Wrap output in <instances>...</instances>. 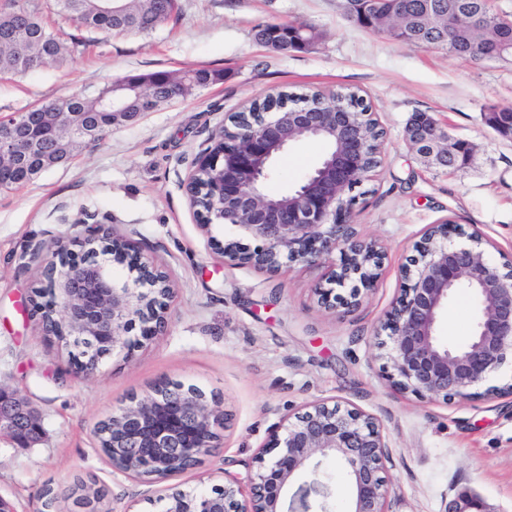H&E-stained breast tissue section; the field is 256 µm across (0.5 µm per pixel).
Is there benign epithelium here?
<instances>
[{"instance_id":"obj_1","label":"benign epithelium","mask_w":512,"mask_h":512,"mask_svg":"<svg viewBox=\"0 0 512 512\" xmlns=\"http://www.w3.org/2000/svg\"><path fill=\"white\" fill-rule=\"evenodd\" d=\"M362 15L376 31L411 43L416 37L412 15L428 20L427 28L447 25L468 36L464 48L512 30V18L490 10L492 0L458 5L446 14L432 0H422L415 12L404 0H363ZM304 31L300 24L271 23L268 47L281 48L285 38ZM496 132L512 139V105L507 112H486ZM40 125L66 126L68 134H54L45 160L68 158L64 141L93 139L100 128L82 112H70L65 124L54 112L25 117ZM413 149L432 167L456 169L459 153L473 154L475 146L452 139L426 112L413 115L407 127ZM311 138L326 146L319 163L293 191L270 195L263 185L272 163L288 146ZM369 135L358 113L343 103L327 110L307 108L258 112L232 130H225L224 158L205 155L197 167H214L213 192L222 203L213 224H227L255 242L249 248L236 240L216 242L224 260L251 264L270 272L287 262L316 263L339 254L328 275L330 287L315 289L325 309L359 305L363 293L379 278L384 254L375 241L359 238L349 216L355 201L351 192L375 172L364 164ZM40 148L17 122L0 120V175L24 163ZM460 231L452 224H433L414 245L403 270L401 292L376 333L386 350V374L401 393L421 399H473L481 395L512 396V387L475 391L512 356V266L494 261L483 239L475 236L463 246L454 244ZM86 255L69 246L59 261L49 252L43 269L51 270L49 286L60 322L71 346L89 345L93 351L74 361L75 372L89 374L111 354L131 350L141 340L164 332L169 321L168 298L158 296V268L143 260L133 246L108 237L97 225L82 243ZM137 272L136 286L118 284L112 264ZM459 288L470 292L479 314L466 341L451 347L443 343L438 325L448 298ZM139 330L140 338L129 333ZM225 414L209 405L204 392L190 385L166 383L131 398L112 413V469L129 477L161 481L195 467L217 447ZM44 433L30 402L0 383V436L23 447ZM388 442L374 417L357 408L316 401L294 418H285L279 432L256 457L257 470L248 489L230 478L210 492L172 488L163 496L164 512H334L336 487L315 477L326 459L345 465L348 489L346 512H389V487L382 476ZM309 470L314 478L295 484ZM448 512H489L479 495L463 492Z\"/></svg>"}]
</instances>
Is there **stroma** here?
<instances>
[{
  "label": "stroma",
  "instance_id": "1",
  "mask_svg": "<svg viewBox=\"0 0 512 512\" xmlns=\"http://www.w3.org/2000/svg\"><path fill=\"white\" fill-rule=\"evenodd\" d=\"M274 21L315 26L321 37L306 51H272L255 40L254 27ZM85 37L86 52L64 66L0 77V116L129 73L208 68L222 78L113 127L102 145L28 185L0 191V382L32 403L44 428L31 448L0 437V498L13 512H44V489L66 499L79 477L104 490V512H161L166 486L208 491L228 474L247 481L282 419L322 400L376 418L390 445V512H447L464 490L492 512H512V396L446 403L400 393L375 338L429 225L451 220L489 241L496 262L512 259V141L484 120L489 107L512 104V63L399 43L351 22L342 0H179L178 19L151 36ZM284 87L355 90L385 132L382 163L350 215L360 238L382 245L384 266L351 310L318 305L313 290L325 283L326 265L287 264L274 274L225 262L211 241L236 231L201 227L185 192L228 115ZM416 112L475 146L466 167H430L410 149L406 126ZM322 153L313 140L291 146L266 191L298 185ZM92 225L130 242L168 275L173 294L162 335L82 376L67 349L44 336L27 300L43 279L41 258ZM477 308L458 292L442 340L462 343ZM162 381L199 387L227 417L217 448L166 484L113 471L94 434Z\"/></svg>",
  "mask_w": 512,
  "mask_h": 512
}]
</instances>
